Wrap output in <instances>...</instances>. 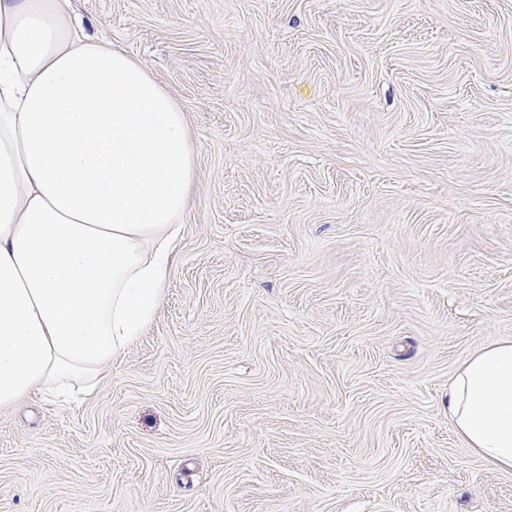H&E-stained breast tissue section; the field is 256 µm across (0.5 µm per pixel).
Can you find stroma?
<instances>
[{"instance_id":"1","label":"stroma","mask_w":512,"mask_h":512,"mask_svg":"<svg viewBox=\"0 0 512 512\" xmlns=\"http://www.w3.org/2000/svg\"><path fill=\"white\" fill-rule=\"evenodd\" d=\"M187 116L163 301L0 413V512H512L448 383L512 340V0H69Z\"/></svg>"}]
</instances>
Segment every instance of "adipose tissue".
I'll return each instance as SVG.
<instances>
[{
    "label": "adipose tissue",
    "instance_id": "adipose-tissue-1",
    "mask_svg": "<svg viewBox=\"0 0 512 512\" xmlns=\"http://www.w3.org/2000/svg\"><path fill=\"white\" fill-rule=\"evenodd\" d=\"M66 0H0V411L94 388L152 321L195 184L186 116ZM448 419L512 472V340L448 383Z\"/></svg>",
    "mask_w": 512,
    "mask_h": 512
}]
</instances>
